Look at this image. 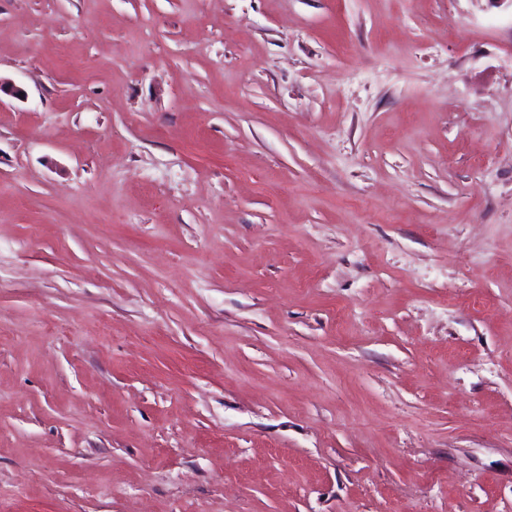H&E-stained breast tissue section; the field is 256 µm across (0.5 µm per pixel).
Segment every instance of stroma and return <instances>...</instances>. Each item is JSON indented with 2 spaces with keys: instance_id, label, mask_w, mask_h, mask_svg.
Instances as JSON below:
<instances>
[{
  "instance_id": "1",
  "label": "stroma",
  "mask_w": 512,
  "mask_h": 512,
  "mask_svg": "<svg viewBox=\"0 0 512 512\" xmlns=\"http://www.w3.org/2000/svg\"><path fill=\"white\" fill-rule=\"evenodd\" d=\"M9 512H512V0H0Z\"/></svg>"
}]
</instances>
